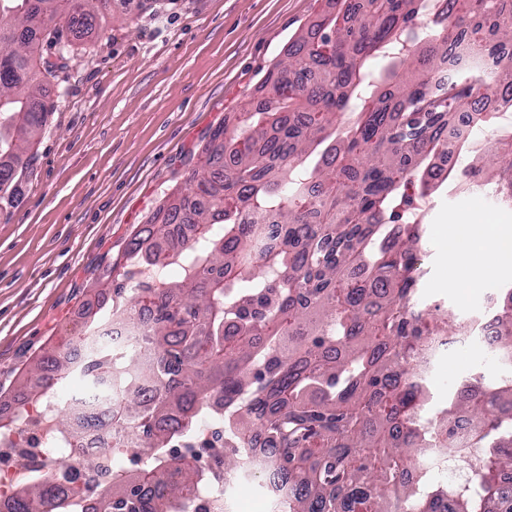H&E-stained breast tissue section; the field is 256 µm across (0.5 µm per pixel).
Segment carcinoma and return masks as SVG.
Returning a JSON list of instances; mask_svg holds the SVG:
<instances>
[{"label":"carcinoma","mask_w":512,"mask_h":512,"mask_svg":"<svg viewBox=\"0 0 512 512\" xmlns=\"http://www.w3.org/2000/svg\"><path fill=\"white\" fill-rule=\"evenodd\" d=\"M336 15L293 40L269 70L258 105L214 129L204 159L171 193L146 229L112 259V307L84 324L80 339L116 313L151 303L142 337L151 354L90 346L85 363L61 351L37 362L24 392L44 394L43 374L111 376L127 394L111 416L150 464L113 473L108 512H169L207 486L201 469L168 454L212 395H224V430L241 448L263 436L291 494L283 512H501L512 501V377L492 389L466 383L439 420L423 414V336L444 324L416 308L422 198L454 178L493 183L512 201V139L492 152L460 146L466 168L434 160L459 113L492 126L512 108V0H336ZM109 15L99 0H0V212L19 181L48 114L41 79L67 68L77 28ZM468 48L469 61L440 76ZM56 50V61L46 58ZM356 116L339 143L321 149L337 118ZM320 158L312 165L313 154ZM224 230H214L215 221ZM276 224L272 244L256 226ZM187 224L189 242L150 250L168 225ZM149 282L129 293L141 261ZM179 266L183 277L165 271ZM499 352L512 364V305L496 309ZM467 411L479 423V463L460 484L439 482L408 461L449 432L444 419ZM48 478L20 484L8 512H75Z\"/></svg>","instance_id":"cac0c4a2"}]
</instances>
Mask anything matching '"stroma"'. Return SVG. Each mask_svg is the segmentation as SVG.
I'll list each match as a JSON object with an SVG mask.
<instances>
[{
  "label": "stroma",
  "instance_id": "obj_1",
  "mask_svg": "<svg viewBox=\"0 0 512 512\" xmlns=\"http://www.w3.org/2000/svg\"><path fill=\"white\" fill-rule=\"evenodd\" d=\"M334 8L332 0H129L106 35L78 32L68 67L48 79L49 106L19 199L0 214V411L52 346L88 311L112 305L102 281L113 256L195 168L212 131L234 123L259 95L288 44ZM426 224L416 302L440 308L462 346L424 367L427 414L465 379L497 385L507 373L478 323L512 267L472 281L449 260L462 224L489 218L512 228V203L492 186L448 181L419 201Z\"/></svg>",
  "mask_w": 512,
  "mask_h": 512
}]
</instances>
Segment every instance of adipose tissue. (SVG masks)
<instances>
[{
    "instance_id": "1",
    "label": "adipose tissue",
    "mask_w": 512,
    "mask_h": 512,
    "mask_svg": "<svg viewBox=\"0 0 512 512\" xmlns=\"http://www.w3.org/2000/svg\"><path fill=\"white\" fill-rule=\"evenodd\" d=\"M466 242V247L453 248L451 261L469 268L471 277H479L483 268L512 261V234L501 233L498 225H470Z\"/></svg>"
}]
</instances>
